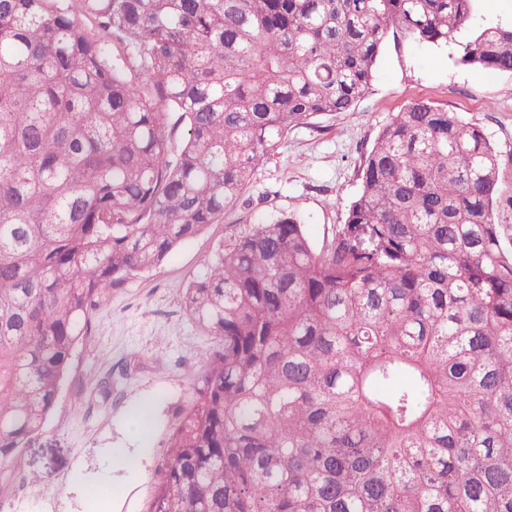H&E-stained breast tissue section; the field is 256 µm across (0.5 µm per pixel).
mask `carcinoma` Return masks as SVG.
<instances>
[{
  "label": "carcinoma",
  "mask_w": 512,
  "mask_h": 512,
  "mask_svg": "<svg viewBox=\"0 0 512 512\" xmlns=\"http://www.w3.org/2000/svg\"><path fill=\"white\" fill-rule=\"evenodd\" d=\"M473 2L0 0V467L112 288L223 217L289 130L351 111L389 38L445 46ZM462 48L512 74V27ZM360 175L321 250L281 213L189 283L221 344L151 512H512L498 154L420 100Z\"/></svg>",
  "instance_id": "1"
}]
</instances>
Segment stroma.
I'll use <instances>...</instances> for the list:
<instances>
[{"label":"stroma","instance_id":"obj_1","mask_svg":"<svg viewBox=\"0 0 512 512\" xmlns=\"http://www.w3.org/2000/svg\"><path fill=\"white\" fill-rule=\"evenodd\" d=\"M496 25H512V0H476L470 27L443 48L388 41L353 110L290 130L223 219L113 289L91 314L55 410L0 479V512H149L170 436L219 343L187 313L184 285L231 234L270 214L299 217L321 249L360 190L364 153L410 102L431 101L485 131L503 196L494 220L512 227V74L460 62L462 43ZM125 451L137 454L136 466L120 462ZM30 473L39 482L28 483Z\"/></svg>","mask_w":512,"mask_h":512}]
</instances>
